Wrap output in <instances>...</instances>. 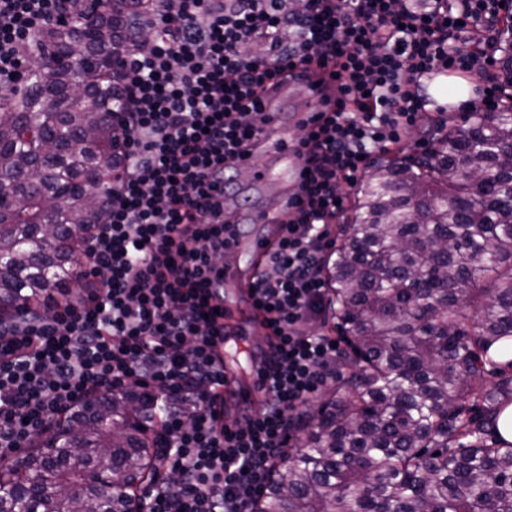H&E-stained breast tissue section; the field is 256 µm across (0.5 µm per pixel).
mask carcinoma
I'll use <instances>...</instances> for the list:
<instances>
[{"instance_id": "carcinoma-1", "label": "carcinoma", "mask_w": 512, "mask_h": 512, "mask_svg": "<svg viewBox=\"0 0 512 512\" xmlns=\"http://www.w3.org/2000/svg\"><path fill=\"white\" fill-rule=\"evenodd\" d=\"M84 0L34 37L38 63L0 102V301L36 307L80 281L97 193L117 161L112 61L145 4ZM436 124L428 160L381 159L353 192L324 266L331 312L353 337L309 432L272 470L250 512H512V93L494 118ZM95 173L99 181L87 180ZM143 395H92L25 458L0 471V512H131L155 477ZM112 475L115 491L92 484Z\"/></svg>"}]
</instances>
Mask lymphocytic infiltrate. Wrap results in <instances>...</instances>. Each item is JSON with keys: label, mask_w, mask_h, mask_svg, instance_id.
Listing matches in <instances>:
<instances>
[{"label": "lymphocytic infiltrate", "mask_w": 512, "mask_h": 512, "mask_svg": "<svg viewBox=\"0 0 512 512\" xmlns=\"http://www.w3.org/2000/svg\"><path fill=\"white\" fill-rule=\"evenodd\" d=\"M500 0H150L120 64L126 101L102 223L86 234L92 288L0 320V457L89 395L137 387L158 419L163 476L145 512H245L300 410L335 381L323 275L342 186L416 125L419 86L482 58L465 50ZM70 0H0V93L21 89L36 32ZM319 88L297 138L304 169L251 294L272 341L258 412L229 427L224 397V255L239 235L224 195L255 158L265 93Z\"/></svg>", "instance_id": "lymphocytic-infiltrate-1"}]
</instances>
